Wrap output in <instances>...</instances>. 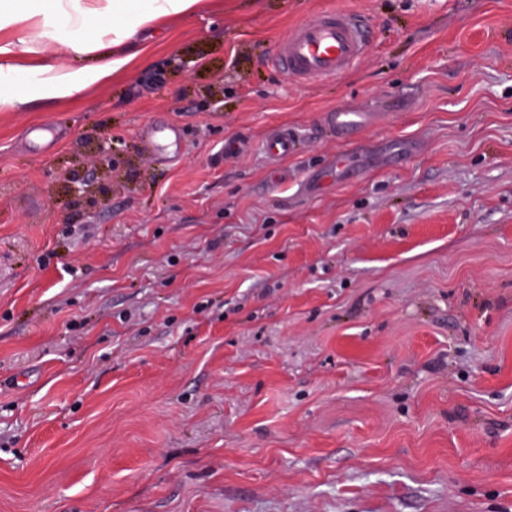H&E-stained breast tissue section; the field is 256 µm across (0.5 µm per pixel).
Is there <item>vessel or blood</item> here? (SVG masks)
Segmentation results:
<instances>
[{
    "label": "vessel or blood",
    "mask_w": 512,
    "mask_h": 512,
    "mask_svg": "<svg viewBox=\"0 0 512 512\" xmlns=\"http://www.w3.org/2000/svg\"><path fill=\"white\" fill-rule=\"evenodd\" d=\"M369 34L360 19L342 7L323 10L302 22L278 43L272 55L275 66L295 81L335 78L349 71L364 54ZM338 135L348 136L366 127L370 116L336 108L328 116ZM293 137L285 129L274 130L263 144L272 159L287 157Z\"/></svg>",
    "instance_id": "vessel-or-blood-1"
}]
</instances>
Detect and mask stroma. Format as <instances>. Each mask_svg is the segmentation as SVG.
<instances>
[{
    "label": "stroma",
    "mask_w": 512,
    "mask_h": 512,
    "mask_svg": "<svg viewBox=\"0 0 512 512\" xmlns=\"http://www.w3.org/2000/svg\"><path fill=\"white\" fill-rule=\"evenodd\" d=\"M336 6L363 57L287 79ZM21 36L15 84L97 62ZM123 50L0 112V512H512V0H203ZM368 42V30L360 19L338 6L296 26L276 45L272 61L294 81L336 78L356 64ZM130 57L113 52L102 53L90 68L71 69L56 61H46L32 68L36 80L23 90L1 94L0 112L13 111L31 100L64 99L73 97L89 86L107 81L121 70ZM328 120L338 135L347 137L366 127L370 122V115L367 112L337 107L330 112ZM293 148V137L287 129H276L263 144L264 152L273 160L288 157Z\"/></svg>",
    "instance_id": "obj_1"
}]
</instances>
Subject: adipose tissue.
<instances>
[{"label":"adipose tissue","instance_id":"adipose-tissue-1","mask_svg":"<svg viewBox=\"0 0 512 512\" xmlns=\"http://www.w3.org/2000/svg\"><path fill=\"white\" fill-rule=\"evenodd\" d=\"M200 0H0V28L36 18L41 35L53 38L64 18L82 31L85 46L99 50L97 63L73 69L47 61L34 67L36 80L23 90L0 93V112L13 111L32 100L64 99L107 81L128 62L114 45L151 29L159 19L193 12Z\"/></svg>","mask_w":512,"mask_h":512}]
</instances>
